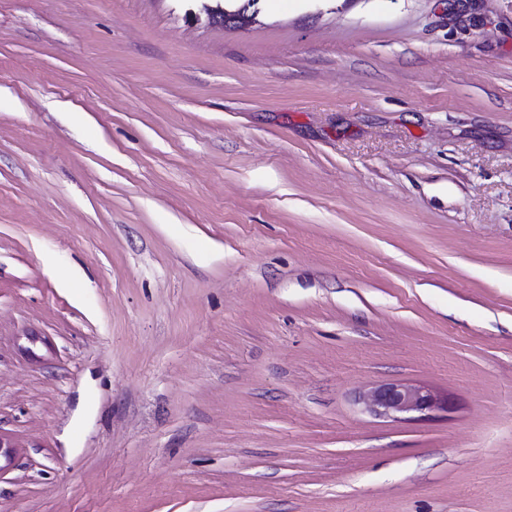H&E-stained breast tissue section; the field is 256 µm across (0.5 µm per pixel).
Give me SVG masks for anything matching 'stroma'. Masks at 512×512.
I'll list each match as a JSON object with an SVG mask.
<instances>
[{
    "mask_svg": "<svg viewBox=\"0 0 512 512\" xmlns=\"http://www.w3.org/2000/svg\"><path fill=\"white\" fill-rule=\"evenodd\" d=\"M201 6L0 0V512H512V0ZM361 400L366 409L376 416L410 413L426 416L447 405V400L428 388L402 383L373 387L362 394Z\"/></svg>",
    "mask_w": 512,
    "mask_h": 512,
    "instance_id": "35a3bbf8",
    "label": "stroma"
}]
</instances>
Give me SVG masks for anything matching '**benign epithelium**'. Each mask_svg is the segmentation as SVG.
Wrapping results in <instances>:
<instances>
[{
  "mask_svg": "<svg viewBox=\"0 0 512 512\" xmlns=\"http://www.w3.org/2000/svg\"><path fill=\"white\" fill-rule=\"evenodd\" d=\"M366 409L376 416L417 413L422 416L443 408L447 400L432 390L402 383L380 385L362 394Z\"/></svg>",
  "mask_w": 512,
  "mask_h": 512,
  "instance_id": "1",
  "label": "benign epithelium"
}]
</instances>
